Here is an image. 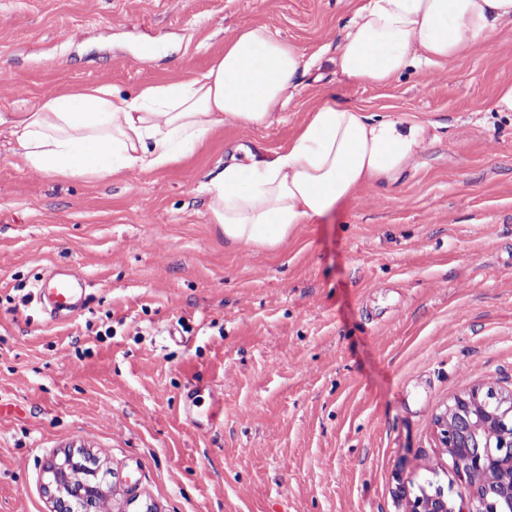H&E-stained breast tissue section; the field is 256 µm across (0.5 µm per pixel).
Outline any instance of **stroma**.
Listing matches in <instances>:
<instances>
[{
	"label": "stroma",
	"instance_id": "1",
	"mask_svg": "<svg viewBox=\"0 0 512 512\" xmlns=\"http://www.w3.org/2000/svg\"><path fill=\"white\" fill-rule=\"evenodd\" d=\"M349 16V0H0V69L27 89L0 86V118L190 79L247 24L309 56ZM508 82L511 24L384 86L311 68L270 123H226L160 170L49 179L1 142L0 512H53L50 468L78 449L111 512H404L427 481L469 498L433 419L470 387L512 391V113L491 109ZM327 100L434 137L280 248L226 242L200 182ZM52 268L90 281L80 314L40 311Z\"/></svg>",
	"mask_w": 512,
	"mask_h": 512
}]
</instances>
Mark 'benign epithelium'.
Returning <instances> with one entry per match:
<instances>
[{
    "label": "benign epithelium",
    "instance_id": "benign-epithelium-1",
    "mask_svg": "<svg viewBox=\"0 0 512 512\" xmlns=\"http://www.w3.org/2000/svg\"><path fill=\"white\" fill-rule=\"evenodd\" d=\"M439 447L464 478L475 470L489 474L473 498L459 504L440 486L427 481L407 502L406 512H504L512 509V393L474 387L445 406L435 417ZM56 512H70L69 501L80 499L84 512H98L94 496L83 487L56 484Z\"/></svg>",
    "mask_w": 512,
    "mask_h": 512
}]
</instances>
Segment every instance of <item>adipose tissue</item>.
<instances>
[{
	"label": "adipose tissue",
	"instance_id": "ef3b65f1",
	"mask_svg": "<svg viewBox=\"0 0 512 512\" xmlns=\"http://www.w3.org/2000/svg\"><path fill=\"white\" fill-rule=\"evenodd\" d=\"M505 23L512 0H356L333 63L348 80L383 86L412 69L448 66ZM300 64L295 44L248 25L196 77L148 86L134 98L109 87L50 95L8 135L27 167L53 178L164 169L225 122L271 120L295 98ZM430 127L324 102L285 146L230 158L198 192L225 241L273 250L361 188L400 179Z\"/></svg>",
	"mask_w": 512,
	"mask_h": 512
}]
</instances>
